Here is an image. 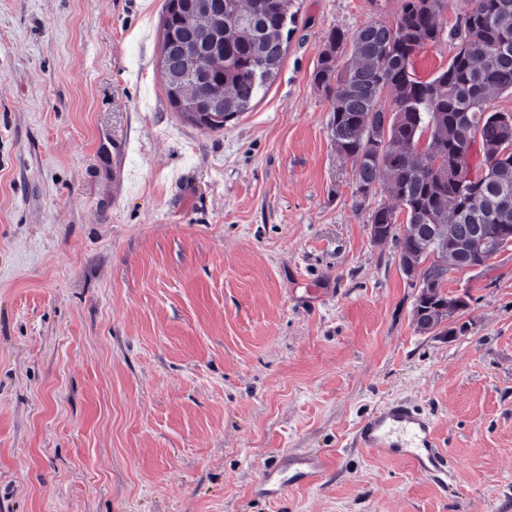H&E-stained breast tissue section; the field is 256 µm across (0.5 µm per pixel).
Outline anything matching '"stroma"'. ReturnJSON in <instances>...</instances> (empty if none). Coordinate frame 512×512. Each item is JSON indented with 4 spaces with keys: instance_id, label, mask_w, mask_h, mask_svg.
I'll return each instance as SVG.
<instances>
[{
    "instance_id": "35a3bbf8",
    "label": "stroma",
    "mask_w": 512,
    "mask_h": 512,
    "mask_svg": "<svg viewBox=\"0 0 512 512\" xmlns=\"http://www.w3.org/2000/svg\"><path fill=\"white\" fill-rule=\"evenodd\" d=\"M165 0H0V512H512V250L448 339L374 240L313 80L328 35L400 0H293L250 112L181 121ZM405 400L450 465L359 447ZM322 478L268 496L280 453Z\"/></svg>"
}]
</instances>
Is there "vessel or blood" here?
<instances>
[{"label":"vessel or blood","mask_w":512,"mask_h":512,"mask_svg":"<svg viewBox=\"0 0 512 512\" xmlns=\"http://www.w3.org/2000/svg\"><path fill=\"white\" fill-rule=\"evenodd\" d=\"M358 437L361 447L389 449L409 459L422 475L437 477L447 471L448 461L439 449L431 420L409 404L386 403L360 423ZM322 469L318 457H278L268 465L263 484L268 495L280 498L294 486L316 482Z\"/></svg>","instance_id":"obj_1"}]
</instances>
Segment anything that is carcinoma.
Wrapping results in <instances>:
<instances>
[{
    "label": "carcinoma",
    "mask_w": 512,
    "mask_h": 512,
    "mask_svg": "<svg viewBox=\"0 0 512 512\" xmlns=\"http://www.w3.org/2000/svg\"><path fill=\"white\" fill-rule=\"evenodd\" d=\"M449 2L401 0L394 25L332 31L313 75L331 102V137L352 163L356 193L365 197L382 182L397 203L375 208L372 235L399 244L403 273L418 281L412 316L421 333L469 306V294L448 295L443 280L452 267L483 265L473 236L512 228V151H504L512 114L489 109L491 95L512 93V0H469L462 23L447 30L441 17ZM215 9L165 0L171 33L161 37L172 61L171 108L211 132L269 88L296 24L292 0H224V49H215L198 41L213 27ZM445 36L458 41L448 68L416 78L412 57ZM209 92L223 97L224 109L204 103ZM430 155L450 167L470 161L486 176L462 189L429 166ZM462 224L472 227V239L458 238Z\"/></svg>",
    "instance_id": "cac0c4a2"
}]
</instances>
